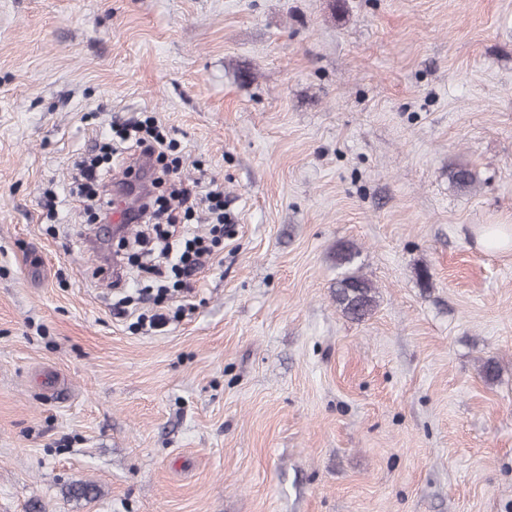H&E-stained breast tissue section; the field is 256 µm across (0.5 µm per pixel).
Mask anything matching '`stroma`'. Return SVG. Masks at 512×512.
Wrapping results in <instances>:
<instances>
[{
  "mask_svg": "<svg viewBox=\"0 0 512 512\" xmlns=\"http://www.w3.org/2000/svg\"><path fill=\"white\" fill-rule=\"evenodd\" d=\"M145 112L230 219L160 332L112 314L111 225L44 208ZM493 224L512 0H0V512H512ZM341 242L376 289L360 321ZM359 256V249L352 243L336 246V303L345 315L356 320L370 315L376 303L375 288L356 266Z\"/></svg>",
  "mask_w": 512,
  "mask_h": 512,
  "instance_id": "stroma-1",
  "label": "stroma"
}]
</instances>
